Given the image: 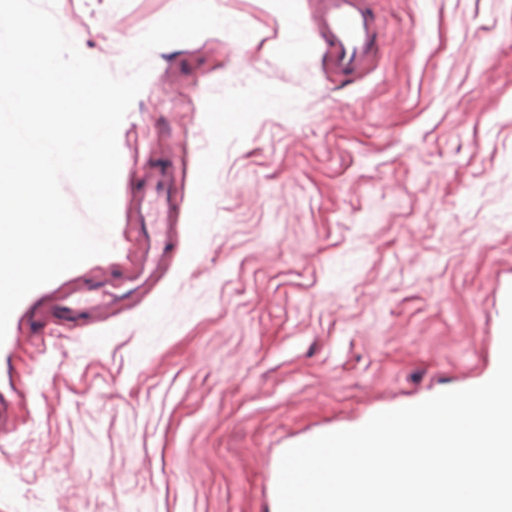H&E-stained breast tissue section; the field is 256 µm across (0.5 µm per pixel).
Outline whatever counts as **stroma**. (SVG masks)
Instances as JSON below:
<instances>
[{
    "label": "stroma",
    "instance_id": "stroma-1",
    "mask_svg": "<svg viewBox=\"0 0 512 512\" xmlns=\"http://www.w3.org/2000/svg\"><path fill=\"white\" fill-rule=\"evenodd\" d=\"M248 29L152 51L123 122L111 253L31 291L0 343V512H266L283 453L483 384L512 288V0H371L382 44L339 81L294 0L300 48L264 53L266 0H212ZM177 0H56L89 58ZM171 156L169 217L201 230L153 295L28 338L27 311L133 257L137 177Z\"/></svg>",
    "mask_w": 512,
    "mask_h": 512
}]
</instances>
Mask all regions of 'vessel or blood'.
Returning <instances> with one entry per match:
<instances>
[{
    "label": "vessel or blood",
    "instance_id": "b4317fda",
    "mask_svg": "<svg viewBox=\"0 0 512 512\" xmlns=\"http://www.w3.org/2000/svg\"><path fill=\"white\" fill-rule=\"evenodd\" d=\"M316 17L315 32L336 75L349 78L362 73L374 57L379 35L370 0H316ZM177 188V169L167 157L158 158L140 175L132 260L92 278H76L70 288L55 292L48 305L33 307L28 320L34 339L53 327L75 328L109 318L168 270L183 242L164 223Z\"/></svg>",
    "mask_w": 512,
    "mask_h": 512
}]
</instances>
